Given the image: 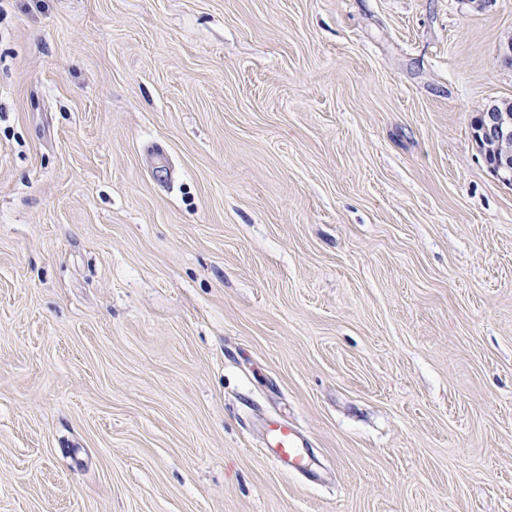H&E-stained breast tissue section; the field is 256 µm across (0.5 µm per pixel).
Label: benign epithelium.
<instances>
[{"mask_svg": "<svg viewBox=\"0 0 512 512\" xmlns=\"http://www.w3.org/2000/svg\"><path fill=\"white\" fill-rule=\"evenodd\" d=\"M475 138L491 172L502 182L512 183V114L493 104L485 106L477 120Z\"/></svg>", "mask_w": 512, "mask_h": 512, "instance_id": "obj_1", "label": "benign epithelium"}]
</instances>
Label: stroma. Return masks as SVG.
<instances>
[{"label":"stroma","mask_w":512,"mask_h":512,"mask_svg":"<svg viewBox=\"0 0 512 512\" xmlns=\"http://www.w3.org/2000/svg\"><path fill=\"white\" fill-rule=\"evenodd\" d=\"M511 39L512 0H0V512H512ZM475 138L491 172L502 182L512 183V114L493 104L485 106L477 120ZM306 448L299 432L288 423L280 422L270 429L265 455L277 469L310 473Z\"/></svg>","instance_id":"obj_1"}]
</instances>
